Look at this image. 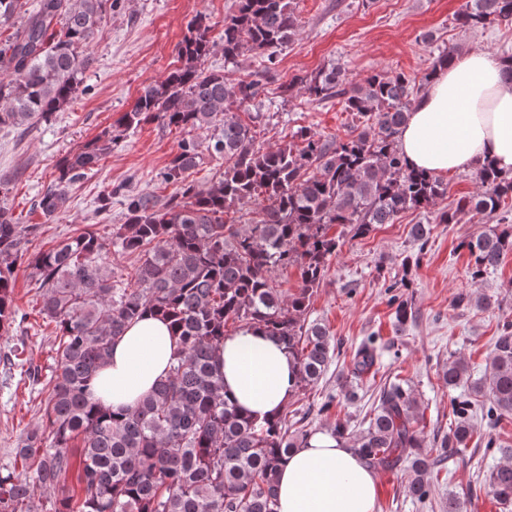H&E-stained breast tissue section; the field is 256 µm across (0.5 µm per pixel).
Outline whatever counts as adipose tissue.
Listing matches in <instances>:
<instances>
[{
	"label": "adipose tissue",
	"instance_id": "adipose-tissue-1",
	"mask_svg": "<svg viewBox=\"0 0 512 512\" xmlns=\"http://www.w3.org/2000/svg\"><path fill=\"white\" fill-rule=\"evenodd\" d=\"M398 147L411 166L435 174L487 159L512 171V83L503 79L499 60L459 51L413 108ZM176 350L168 323L144 316L93 377L96 398L116 410L134 407L166 375ZM220 365L227 394L258 419L279 410L297 380L293 359L255 329L225 338ZM376 498L374 473L326 431L295 449L278 476L280 512H376Z\"/></svg>",
	"mask_w": 512,
	"mask_h": 512
}]
</instances>
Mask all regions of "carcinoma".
Returning <instances> with one entry per match:
<instances>
[{
  "label": "carcinoma",
  "mask_w": 512,
  "mask_h": 512,
  "mask_svg": "<svg viewBox=\"0 0 512 512\" xmlns=\"http://www.w3.org/2000/svg\"><path fill=\"white\" fill-rule=\"evenodd\" d=\"M114 5L38 0L29 9L25 0H0V25L12 29L0 41V129L48 121L87 94L86 47ZM455 21L465 30L512 26V0H464ZM297 29L295 0H236L217 39L208 17L195 15L176 47L179 65L143 87L129 111L58 163L55 183L37 203L48 221L64 208L68 185L128 130L155 122L181 134L157 175L174 187L169 196L123 184L100 195L102 212L114 196L123 206L124 223L112 225L111 237L85 231L36 248L41 225L21 223L0 204V335H13L28 320L13 291L23 265L42 288L38 314L42 325L54 326L56 343L41 388V424L19 440L20 466L0 471V512H35L40 490L54 492L50 512H278L280 467L311 431L289 432L286 408L265 422L243 413L224 392L220 347L230 332L258 327L295 359L293 394L318 384L341 350L327 328L310 319L311 299L343 233L364 237L448 194L442 178L407 163L398 137L420 93L456 54L452 47L442 50L419 78L377 72L355 82L336 64L297 76L282 87L283 96L297 90L319 100L339 97L362 128L340 139L302 129L298 142L264 148L254 128L265 113L250 106ZM218 45L226 64L257 54L265 66L249 81L230 79L222 69L205 67ZM200 129L210 132L205 146L193 135ZM205 153L221 162L218 177L186 181ZM478 180L476 194L436 215L438 224H454L469 210L497 219L494 229L460 243L474 282L512 255V174L482 164ZM335 224L342 233H330ZM116 252L134 257L133 280L116 276ZM288 266L299 270L300 282L283 296L271 274ZM408 287L406 276L387 286L399 322L410 317L411 302L395 290ZM148 311L169 322L177 350L167 375L134 408L113 411L93 399L90 381L112 344ZM376 362L374 341L361 344L353 375L371 373ZM469 379L464 359L448 362V387ZM471 390L488 401L491 422L512 416V324L495 342L488 377ZM471 407L470 400L451 399L453 440L428 442L411 386L394 381L380 390L354 448L376 470L408 473L409 492L424 506L429 478L440 475L448 449L467 447L475 431ZM498 451L502 459L486 481L507 510L512 448ZM75 468L77 493L67 485Z\"/></svg>",
  "instance_id": "carcinoma-1"
}]
</instances>
